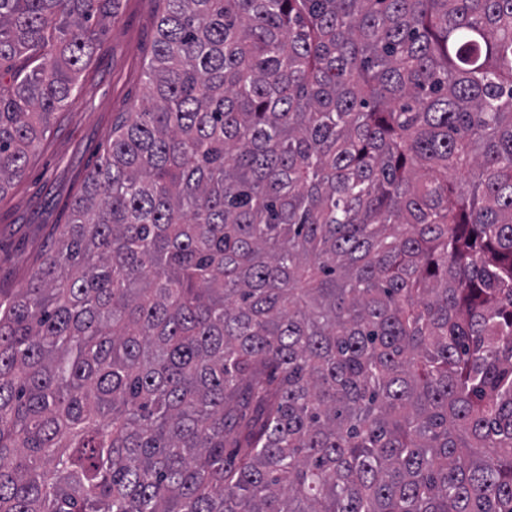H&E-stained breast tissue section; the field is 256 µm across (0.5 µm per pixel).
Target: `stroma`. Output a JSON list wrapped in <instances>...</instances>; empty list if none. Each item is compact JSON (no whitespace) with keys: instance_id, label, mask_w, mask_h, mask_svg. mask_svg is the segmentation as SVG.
Segmentation results:
<instances>
[{"instance_id":"stroma-1","label":"stroma","mask_w":512,"mask_h":512,"mask_svg":"<svg viewBox=\"0 0 512 512\" xmlns=\"http://www.w3.org/2000/svg\"><path fill=\"white\" fill-rule=\"evenodd\" d=\"M157 0H120L117 16L84 59L80 89L52 120L24 177L0 197V288H24L58 241L88 172L119 113L144 94L143 69L156 36Z\"/></svg>"}]
</instances>
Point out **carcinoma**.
Here are the masks:
<instances>
[{
  "instance_id": "cac0c4a2",
  "label": "carcinoma",
  "mask_w": 512,
  "mask_h": 512,
  "mask_svg": "<svg viewBox=\"0 0 512 512\" xmlns=\"http://www.w3.org/2000/svg\"><path fill=\"white\" fill-rule=\"evenodd\" d=\"M118 2L0 0V195ZM160 2L0 289V512H512V0Z\"/></svg>"
}]
</instances>
